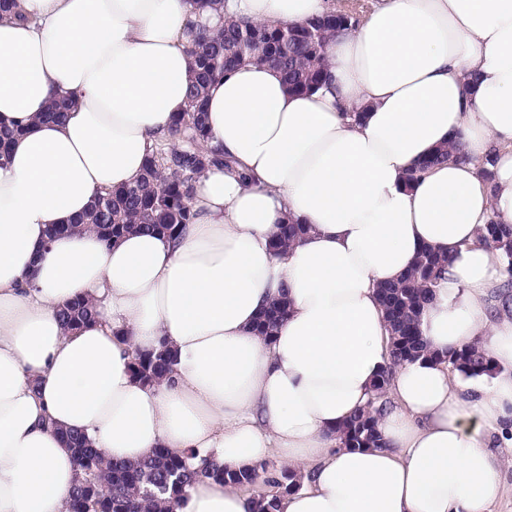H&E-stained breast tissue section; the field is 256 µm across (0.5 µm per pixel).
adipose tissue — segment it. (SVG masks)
Masks as SVG:
<instances>
[{
  "label": "adipose tissue",
  "instance_id": "adipose-tissue-1",
  "mask_svg": "<svg viewBox=\"0 0 512 512\" xmlns=\"http://www.w3.org/2000/svg\"><path fill=\"white\" fill-rule=\"evenodd\" d=\"M334 0H224L254 24H299ZM188 0H14L0 15V512H63L79 469L60 433L115 462L164 448L238 470L277 456L302 487L280 512H490L503 494L492 433L512 426V315L490 298L508 273L478 241L512 224V0H374L329 40L322 84L288 91L245 63L208 91L211 168L175 237L67 232L96 194L138 180L187 106ZM71 101L62 124L40 122ZM451 161L407 183L439 146ZM497 161L491 181L475 161ZM308 233L280 256L284 222ZM62 235L49 237L50 226ZM425 248L448 266L422 315L435 356L391 366L376 294ZM288 311L271 335L260 312ZM93 300L96 324L59 311ZM488 351L493 379L451 377L443 355ZM170 350L145 384L134 353ZM384 445L345 448L337 427L383 369ZM207 478L165 512H249ZM449 159L467 161L468 156L457 145L444 146L438 149L431 158L425 160L418 169L412 170L407 177L408 182L415 181L421 172L431 166Z\"/></svg>",
  "mask_w": 512,
  "mask_h": 512
}]
</instances>
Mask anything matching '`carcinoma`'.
<instances>
[{"label":"carcinoma","instance_id":"carcinoma-1","mask_svg":"<svg viewBox=\"0 0 512 512\" xmlns=\"http://www.w3.org/2000/svg\"><path fill=\"white\" fill-rule=\"evenodd\" d=\"M359 21L360 15L355 12L331 13L297 25L280 22L258 27L227 21L215 32L200 34L189 50V108L175 120L172 129V139L179 144L171 143V139L155 144L140 180L118 192L97 194L74 227L93 229L107 240L133 230L167 235L181 232L194 218L192 192L200 174L211 167L233 168L219 151L201 148V141L207 138L204 105L208 85L233 66L255 61L279 70L290 90L306 92L322 80L328 38ZM449 159L467 161L469 157L456 145L444 146L411 171L407 180L413 182L421 172ZM305 232L303 224H284L271 240L270 248L277 254ZM479 243L512 274V224L492 221L484 225ZM446 266L447 259L425 249L398 282L379 289L390 329L393 361L439 358L465 377H491L498 367L487 351L473 345L441 357L428 348L422 337V310L433 299ZM285 313L284 301L270 306L258 319L259 332L269 335ZM61 320L71 329L84 327L96 322V311L91 302L76 300L62 311ZM174 364V355L161 349L148 355L135 354L132 371L143 382L159 383L173 371ZM391 373L388 368L379 375L373 401L341 427L344 447H383L377 417L386 404ZM65 440L81 471L66 502L67 512H164L163 505L183 497L186 488L200 476L251 488L261 475H266L263 485L269 490H261L252 498V512H276L281 497L301 488L293 471L282 469L270 477L263 463L229 471L195 450L178 457L158 448L146 459L128 464L106 459L78 432L67 433Z\"/></svg>","mask_w":512,"mask_h":512}]
</instances>
